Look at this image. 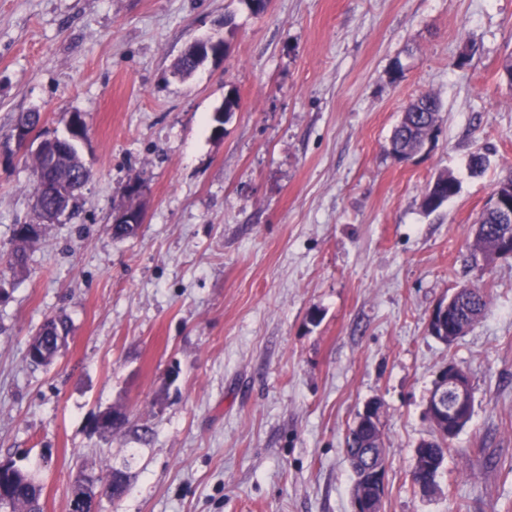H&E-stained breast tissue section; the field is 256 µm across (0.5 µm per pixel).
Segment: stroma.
<instances>
[{"label": "stroma", "mask_w": 512, "mask_h": 512, "mask_svg": "<svg viewBox=\"0 0 512 512\" xmlns=\"http://www.w3.org/2000/svg\"><path fill=\"white\" fill-rule=\"evenodd\" d=\"M219 63L182 75L195 39ZM512 0H0V257L41 227L0 298V461L38 470L68 512L81 470L128 467L99 512H353L344 439L384 412L381 512H512V257L474 262V228L512 169ZM239 106L215 134L228 93ZM441 103L432 138L390 150L405 107ZM88 128L74 214L35 211L30 154L5 143ZM487 158L471 172L474 152ZM456 196L426 212L439 173ZM136 206V235L112 234ZM465 285L485 315L453 344L437 305ZM68 342L27 357L47 317ZM473 413L437 495L412 486L439 370ZM126 423L103 433L107 410ZM39 118V115L36 113L28 114L24 117V119L27 120V124L31 126L30 131L29 126L27 125H16L12 136L8 138V140L13 141L17 150H24L33 147L35 141L32 135L33 131L31 130L35 129ZM45 321L49 327L48 330L43 336H39L36 343H30L28 350L29 360L36 366H49L52 364L60 349L66 344L71 330L69 321L64 315L52 316ZM59 340L63 341L61 346H59ZM31 350H39L41 353L40 358H32L30 355Z\"/></svg>", "instance_id": "35a3bbf8"}]
</instances>
